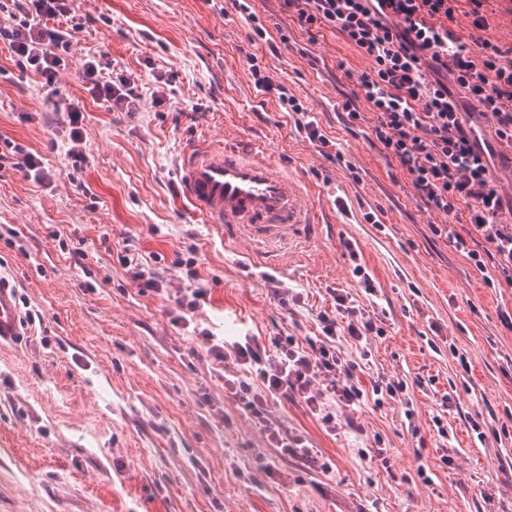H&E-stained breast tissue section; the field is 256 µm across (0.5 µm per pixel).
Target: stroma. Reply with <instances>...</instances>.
Instances as JSON below:
<instances>
[{"label": "stroma", "mask_w": 512, "mask_h": 512, "mask_svg": "<svg viewBox=\"0 0 512 512\" xmlns=\"http://www.w3.org/2000/svg\"><path fill=\"white\" fill-rule=\"evenodd\" d=\"M79 6L60 95L39 92L0 48V143L31 149L48 173L36 182L0 170V274L41 315L0 348V512H512V330L501 322L512 288L487 287L449 238L430 232L446 216L424 211L398 162L373 146L375 116L357 96L371 60L329 29L309 41L278 0L250 2L268 37H288L274 54L233 0ZM94 52L138 76L143 95L131 114L87 103L88 160L74 170L55 111L83 97L76 61ZM252 55L331 147L309 141L275 95L255 88ZM352 96L363 114L353 126L337 111ZM225 142L287 165L320 214L319 238L286 252L275 280L251 270L249 246L225 245L179 192L183 149ZM127 246L158 290L143 291L119 264ZM181 255L194 258L195 275L176 265ZM358 264L375 293L354 275ZM198 289V311L179 322L178 298ZM337 295L385 330L368 342L363 386L382 377L406 389L363 407L361 436L328 434L301 405L274 407L280 430L313 448L320 464L310 469L281 457L264 424L225 393L223 365L201 335L303 342ZM438 418L452 438L446 451ZM473 419L490 433L473 432ZM378 443L388 466L368 458Z\"/></svg>", "instance_id": "1"}]
</instances>
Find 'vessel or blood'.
<instances>
[{
	"label": "vessel or blood",
	"mask_w": 512,
	"mask_h": 512,
	"mask_svg": "<svg viewBox=\"0 0 512 512\" xmlns=\"http://www.w3.org/2000/svg\"><path fill=\"white\" fill-rule=\"evenodd\" d=\"M177 177L192 212L214 225L225 240L250 245L252 258L274 268L281 250L296 248L318 218L304 203L306 190L287 166L255 147L193 146ZM22 319L10 286L0 283V346L15 343Z\"/></svg>",
	"instance_id": "vessel-or-blood-1"
}]
</instances>
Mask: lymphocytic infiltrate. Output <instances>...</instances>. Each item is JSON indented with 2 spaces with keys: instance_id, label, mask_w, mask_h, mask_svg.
I'll return each instance as SVG.
<instances>
[{
  "instance_id": "lymphocytic-infiltrate-1",
  "label": "lymphocytic infiltrate",
  "mask_w": 512,
  "mask_h": 512,
  "mask_svg": "<svg viewBox=\"0 0 512 512\" xmlns=\"http://www.w3.org/2000/svg\"><path fill=\"white\" fill-rule=\"evenodd\" d=\"M301 30L317 38L332 29L373 66L359 87L376 116L372 129L384 158L406 172L415 196L449 221L469 224L452 234L454 248L484 275L487 287L512 288V223L500 221L503 198L491 166L496 145H512V46L488 39L466 42L451 27L457 0H281ZM77 0H0V44L20 71L33 72L41 90L55 93L56 77L82 25ZM88 96L111 112L134 111L141 99L138 81L113 76L101 54L79 61ZM255 87L276 93L309 141L327 144L316 121L286 86L274 84L259 64H251ZM494 123L493 141L479 142V118ZM345 322L320 313L318 339L295 337L265 344L261 337L205 345L224 365V388L245 400L256 418L267 419L273 405L296 403L319 415L329 433H362L350 411L368 395L396 396L402 381H373L363 388L355 361L340 357L336 341L368 343L383 329L358 315L344 296L335 298Z\"/></svg>"
}]
</instances>
